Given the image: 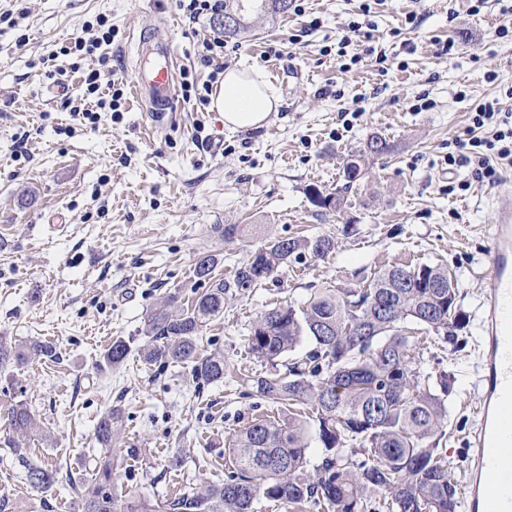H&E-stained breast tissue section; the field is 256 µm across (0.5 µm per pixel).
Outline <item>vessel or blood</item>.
I'll use <instances>...</instances> for the list:
<instances>
[{
	"label": "vessel or blood",
	"mask_w": 512,
	"mask_h": 512,
	"mask_svg": "<svg viewBox=\"0 0 512 512\" xmlns=\"http://www.w3.org/2000/svg\"><path fill=\"white\" fill-rule=\"evenodd\" d=\"M173 49L163 46L150 66L139 67L135 92L158 126L176 100ZM486 259L494 269L481 302L478 426L470 442L466 484L469 512H512V208L499 209Z\"/></svg>",
	"instance_id": "obj_1"
}]
</instances>
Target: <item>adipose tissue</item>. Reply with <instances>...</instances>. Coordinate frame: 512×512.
<instances>
[{"label":"adipose tissue","instance_id":"adipose-tissue-1","mask_svg":"<svg viewBox=\"0 0 512 512\" xmlns=\"http://www.w3.org/2000/svg\"><path fill=\"white\" fill-rule=\"evenodd\" d=\"M277 105L272 87L259 73L231 69L212 98V106L224 117L225 127L250 129L264 125Z\"/></svg>","mask_w":512,"mask_h":512}]
</instances>
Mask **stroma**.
<instances>
[{
	"mask_svg": "<svg viewBox=\"0 0 512 512\" xmlns=\"http://www.w3.org/2000/svg\"><path fill=\"white\" fill-rule=\"evenodd\" d=\"M360 0H307L305 17L248 13L244 33L224 40L225 69L264 74L279 100L260 128L231 130L211 106L183 102L178 126L153 131L133 92L136 39L172 44L178 72L205 81L197 45L215 21L189 22L175 0H0V334L55 344L57 360L32 357L0 372V438L10 403L24 401L47 439L31 440L37 460L75 478L94 475L95 429L113 406L124 415L112 449L115 481L124 492L160 502L223 477L224 450L251 419L276 417V405L242 381L269 371L245 339L260 313L303 305L325 283L366 285L391 265L442 264L455 274L469 322L456 342L431 336L421 368L453 373L446 447L452 476L465 486L466 446L477 419L480 302L493 270L485 260L489 227L512 206V175L488 184L472 166H448L449 144L463 135L471 106L512 86V13L488 0L472 14L469 0H384L373 39L392 67L379 75L359 64L342 71L336 44ZM417 11L419 26H405ZM116 36L106 51L102 88H121L119 112L96 128L79 125L64 100L81 105L82 75L95 62L65 54L88 36L96 15ZM321 27L302 33L303 18ZM400 36H393V29ZM455 38L453 54L438 41ZM282 49L281 57L269 48ZM497 79L488 82L486 74ZM61 84L66 96H54ZM434 102L417 112L419 95ZM359 116H352L354 108ZM373 135L391 152L371 161L350 208L315 206L310 187L342 183V163ZM241 224L231 241L213 227ZM330 235L335 251L301 254L261 287L224 297V313L203 333L204 349L224 354V380L198 387L186 365L162 367L131 352L120 367L102 356L116 339L140 341L147 317L171 293L188 302L203 287L197 258L212 254V276L231 279L248 252L294 235ZM183 464L171 468L174 454ZM0 489L24 512H76L65 482L37 494L23 471L0 452Z\"/></svg>",
	"mask_w": 512,
	"mask_h": 512,
	"instance_id": "stroma-1",
	"label": "stroma"
}]
</instances>
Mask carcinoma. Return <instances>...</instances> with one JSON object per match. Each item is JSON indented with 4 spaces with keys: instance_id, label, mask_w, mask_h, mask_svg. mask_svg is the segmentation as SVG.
Instances as JSON below:
<instances>
[{
    "instance_id": "obj_1",
    "label": "carcinoma",
    "mask_w": 512,
    "mask_h": 512,
    "mask_svg": "<svg viewBox=\"0 0 512 512\" xmlns=\"http://www.w3.org/2000/svg\"><path fill=\"white\" fill-rule=\"evenodd\" d=\"M270 15L284 14L291 0H254ZM242 0H224V15L239 22L224 29L236 35L247 29ZM389 150L379 136L348 154L343 185L332 193L334 209L347 205L345 194L366 177L371 154ZM336 249L329 235L282 237L252 252L230 280L209 283L188 307L179 297L148 316L138 353L148 364L191 365L193 378L207 383L224 379V354L199 352L207 322L224 314V294L247 291L268 280L292 258L307 252L325 258ZM467 323L443 266L392 265L362 288L319 289L303 306L266 310L251 328L247 349L260 361L275 363L308 339L314 348L305 358L244 379L281 416L255 418L233 434L224 478L163 504L119 491L112 475V444L123 425L120 407L106 410L95 435L101 448L95 477L79 489L77 512H255L261 499L291 510L306 505L325 512H456L457 483L444 449L448 404L454 376L421 374L416 357L424 334L456 339ZM131 341L117 339L104 354L113 366L131 353ZM54 359L51 342L19 343L0 335V369L24 363L29 356ZM13 436L6 453L23 468L28 485L45 492L55 483L75 481L57 467L32 457L27 443L46 431L30 407L17 401L7 412ZM321 448L311 463V443Z\"/></svg>"
}]
</instances>
